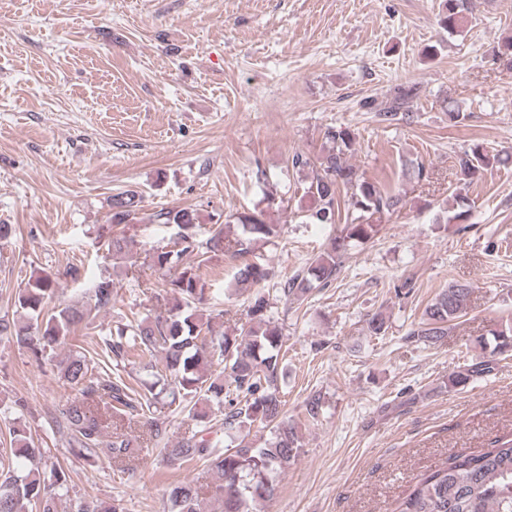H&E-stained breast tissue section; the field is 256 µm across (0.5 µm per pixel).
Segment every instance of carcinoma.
<instances>
[{
	"mask_svg": "<svg viewBox=\"0 0 512 512\" xmlns=\"http://www.w3.org/2000/svg\"><path fill=\"white\" fill-rule=\"evenodd\" d=\"M470 0H442L441 23L448 32L460 29L468 20ZM411 91L399 89L379 113L382 121L392 123L410 117L402 111ZM330 147L312 159L294 154L291 164L306 174L307 219L313 224H334L344 217L339 233L330 240L307 275L293 278L283 287L284 296L301 299L313 283L326 284L336 274L342 255L354 243H366L378 232L384 214L404 206V197L387 186L370 181L357 167L348 163L354 151L355 134L347 127H330L325 132ZM501 162L500 156L481 144L458 158L460 181L467 187L482 170ZM134 197L117 195L111 202L110 221L118 228L133 220ZM470 213L468 195L453 196V215L446 223H461ZM160 223L176 227L179 248L156 250L151 266L166 272V314L143 319L136 324L117 327L100 338L104 353L121 363L145 352L159 361L150 365L155 382L150 395L132 397L133 388L120 374H93L86 355H76L60 362L64 379L78 388V394L61 411L62 425L69 436L73 454L92 465L100 456L114 463L138 456L143 443L122 429V422L133 413L152 415L150 438L158 442L166 426L154 417L158 405L185 402L195 416L204 421L206 414L198 407L216 405L224 412V440L213 441L192 434L164 448L166 462L182 465L192 461L209 463L215 480L208 486L214 512H255L257 505L273 498L276 477L295 461L302 448L298 427L281 418L278 376L287 348L281 328L265 317L268 299L262 293L249 307L250 321L234 329L215 327L214 317L203 313L206 289L200 286V265L183 264V256L199 248L196 240V215L185 209L162 210ZM224 228L206 242L210 252H224L243 262L234 276L235 286L259 285L270 277L261 262L245 256L254 245L281 236L283 225L269 224L261 211H244L228 216ZM132 240L124 231L112 234L104 243L107 253L121 255L130 250ZM470 286L455 284L440 292L427 306L421 326L411 336L427 345H436L448 335V325L467 305ZM55 282L47 273L31 276L25 288L14 297L19 317L0 315V339L6 338L35 353L52 350L64 343L81 324H88L98 313L112 307L113 279L103 276L86 289L79 305L52 304ZM483 344L492 353L512 351V327L491 333ZM222 370L214 372V364ZM493 370L492 361L463 364L448 377V387L456 388L483 377ZM232 389L224 391V379ZM112 418L111 439L104 440L107 429L101 409ZM270 429V437L261 446L247 440L253 429ZM10 457L7 470L0 474V512H59L70 500L69 475L60 464L49 470L39 468L44 452L30 440L26 426L18 417L8 428ZM169 512H201L199 489L190 482L170 487ZM393 512H512V434L496 437L487 447L448 457L445 465L429 470L416 481L413 489L397 502Z\"/></svg>",
	"mask_w": 512,
	"mask_h": 512,
	"instance_id": "1",
	"label": "carcinoma"
}]
</instances>
